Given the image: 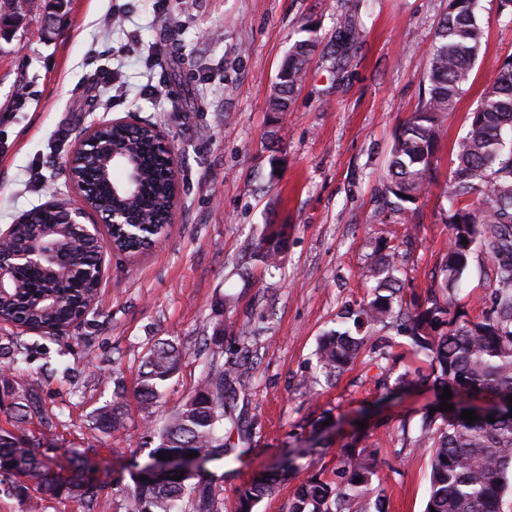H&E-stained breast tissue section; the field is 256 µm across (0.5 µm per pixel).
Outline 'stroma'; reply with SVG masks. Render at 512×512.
Returning <instances> with one entry per match:
<instances>
[{"mask_svg": "<svg viewBox=\"0 0 512 512\" xmlns=\"http://www.w3.org/2000/svg\"><path fill=\"white\" fill-rule=\"evenodd\" d=\"M447 0H26L13 37L0 39V226L53 200L80 205L67 162L83 129L112 119L160 127L175 161L180 201L150 250L114 251L101 232L99 298L61 336L0 324V344L24 342V378L59 417L41 452L64 471L83 459L100 493L96 512H128L132 472L148 460L147 425L164 424L193 393L204 338L221 335L233 357L251 358L234 414L237 446L206 464L221 489L219 512H236L237 489L286 455L299 467L257 512H287L300 482L335 469L337 452L366 431L378 459L384 512H423L430 455L413 447L441 393L397 392L422 366L396 327L394 358L367 344L328 380L316 349L345 306L370 293L361 269L384 245L402 244L401 295H424L448 249L439 213L451 152L496 66L512 55V18L480 0L485 41L472 83L444 121L437 176L422 198L394 211L384 191L394 135L416 109L434 33ZM358 32L338 47L340 20ZM312 27L319 48L289 111L270 94L292 44ZM118 73L121 94L98 85ZM269 224L288 227L279 268L254 254ZM411 245H403L404 235ZM497 282L492 259L474 252L457 308L477 318ZM186 358L152 415L135 399L139 368L161 341ZM123 391L129 415L110 434L93 411Z\"/></svg>", "mask_w": 512, "mask_h": 512, "instance_id": "stroma-1", "label": "stroma"}]
</instances>
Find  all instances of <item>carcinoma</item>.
<instances>
[{
  "label": "carcinoma",
  "instance_id": "obj_1",
  "mask_svg": "<svg viewBox=\"0 0 512 512\" xmlns=\"http://www.w3.org/2000/svg\"><path fill=\"white\" fill-rule=\"evenodd\" d=\"M479 0H448L447 12L435 33L433 50L425 70L427 89L415 112L398 129L391 148L386 192L402 211L415 204L432 182L434 154L441 118L453 111L470 83L473 64L481 50L484 30L478 22ZM316 42L311 37L294 42L281 64L270 98L275 112H286L301 84ZM512 130V59L497 65L489 83L471 112L468 132L453 148V169L445 194L450 207L440 220L448 225L449 245L440 260L437 287L442 298L403 303L399 298L401 266L394 252L376 258L361 276L376 286L372 296L344 314L350 324L327 331L316 352L321 372L334 378L351 364L374 335L376 327L391 318L400 321L398 332L411 340L413 350L423 355L429 373L405 371L398 387L409 388L424 380L472 399L490 396L505 404L512 395V142L504 132ZM118 153L138 159L140 181L136 198L112 195V184L120 185L125 172L106 166L98 156H79L70 167V181L85 189L89 204L106 212L130 208L159 223L167 220L173 206L171 153L160 145L155 125L115 124L100 132ZM482 194L477 206L463 204L475 193ZM59 212L52 205L22 214L13 225L14 240L21 243L38 231L52 230L65 258L61 276L42 266L22 264L12 271L13 287L0 296V319L31 329L55 328L62 335L71 327L72 316L96 300L97 280L88 275L101 259L98 241L85 239L80 227L58 224ZM286 225L269 230L257 258L267 265L277 263L283 252ZM112 245L136 254L149 244L129 240L120 231H110ZM495 262L499 288L493 306L479 319L471 320L455 308L454 295L469 269L474 249ZM208 356L203 378L190 396L155 434L157 443L149 453L195 452L220 461L228 452L225 435L236 427L230 401L240 384V367L250 350L237 349L236 357L223 361V337L203 343ZM8 376L0 386L10 393L9 427L0 428V473L17 479L12 490L25 499L34 491L43 499L65 497L83 512H93L97 493L85 477L83 464L75 461L70 473L56 474L49 460L36 452L40 447L26 425L36 417L42 427L56 428L53 415L32 390L19 382L26 346L14 342L0 346ZM183 351L169 342L154 346L139 370L137 399L148 411L159 403L168 382L177 374ZM127 404L115 393L111 404L95 415V427L109 434L124 423ZM461 411L425 415L415 447L429 451L430 495L424 512H501L505 492L512 487V418L493 411L469 422ZM367 435L355 436L338 454V479L316 473L299 485L288 504V512H382L380 489L374 486L378 461L367 451ZM297 469L290 458L269 476L260 475L237 490V512H254L275 486L292 479ZM360 482H355V479ZM190 504L193 512H218L215 487L181 480L159 482L141 477L134 480L130 512H176L179 504Z\"/></svg>",
  "mask_w": 512,
  "mask_h": 512
}]
</instances>
